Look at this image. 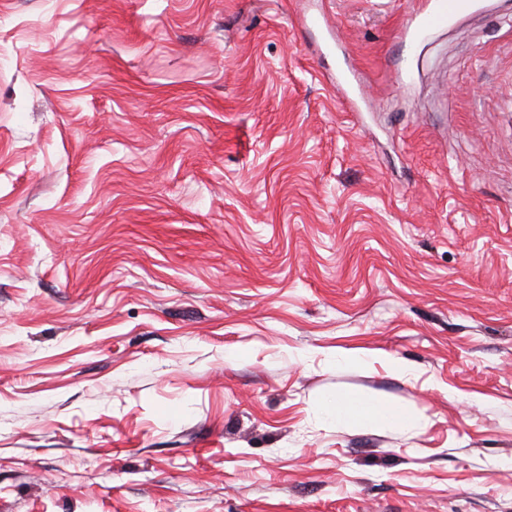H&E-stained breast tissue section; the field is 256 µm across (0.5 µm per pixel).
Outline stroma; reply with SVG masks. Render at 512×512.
Listing matches in <instances>:
<instances>
[{
	"label": "stroma",
	"mask_w": 512,
	"mask_h": 512,
	"mask_svg": "<svg viewBox=\"0 0 512 512\" xmlns=\"http://www.w3.org/2000/svg\"><path fill=\"white\" fill-rule=\"evenodd\" d=\"M419 2L0 0V512H512V0ZM442 5L439 2L426 0L410 16L402 31V40L415 44L419 37L434 23L439 16ZM328 417L336 423H368L387 429H401L406 424V415L398 407L368 401L356 393L336 397L330 404Z\"/></svg>",
	"instance_id": "35a3bbf8"
}]
</instances>
